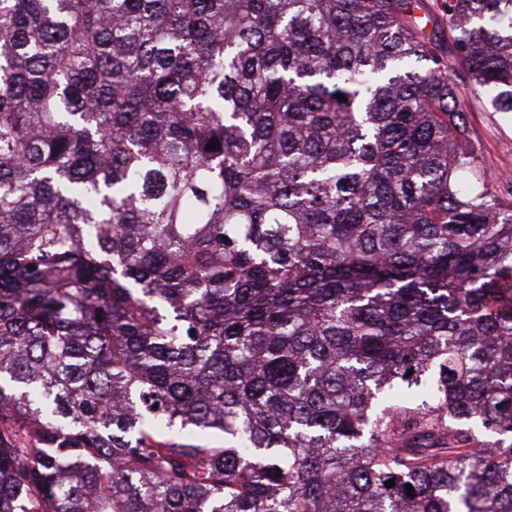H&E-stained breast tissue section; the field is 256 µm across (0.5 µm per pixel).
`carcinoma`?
Here are the masks:
<instances>
[{
  "label": "carcinoma",
  "instance_id": "cac0c4a2",
  "mask_svg": "<svg viewBox=\"0 0 512 512\" xmlns=\"http://www.w3.org/2000/svg\"><path fill=\"white\" fill-rule=\"evenodd\" d=\"M443 9L512 112V0ZM441 33L0 0V512H512V206Z\"/></svg>",
  "mask_w": 512,
  "mask_h": 512
}]
</instances>
